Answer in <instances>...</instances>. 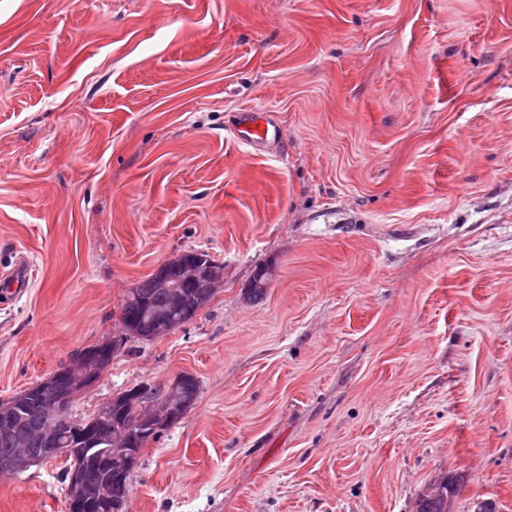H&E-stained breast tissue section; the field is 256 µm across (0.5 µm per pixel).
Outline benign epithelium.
Wrapping results in <instances>:
<instances>
[{
  "label": "benign epithelium",
  "mask_w": 512,
  "mask_h": 512,
  "mask_svg": "<svg viewBox=\"0 0 512 512\" xmlns=\"http://www.w3.org/2000/svg\"><path fill=\"white\" fill-rule=\"evenodd\" d=\"M174 262L181 266L183 281L204 277L213 289L223 279V269L210 263L203 265L179 258L174 259ZM157 285L167 289L170 296L165 313L156 314L146 309V313L157 321L154 337L159 338L179 326L181 319L177 311L182 292L180 284H173L166 279L157 280ZM100 348L101 354L80 353L71 363L52 372L35 387L0 399V434L12 433L16 416L26 408L35 389L41 391L47 404L45 425L39 429V434L55 437L62 433L65 426H70L64 447L48 449L52 454L80 458V463L68 470L66 512H112L113 508L126 501L130 491V476L141 458V450L131 447L134 435L142 431L153 434L177 424L194 406L198 395V392L187 387L191 375L181 374L159 393H141V414L134 421L116 416V411L127 400V394L120 393L97 412L94 424L72 425L69 418L71 401L89 389L95 383L96 376L109 368L117 344L104 343ZM60 378L67 385V390L62 394L57 392V380ZM46 461L47 457L32 454L25 443L22 450L0 457V474H19ZM88 468L98 470L101 477L89 479L86 473Z\"/></svg>",
  "instance_id": "benign-epithelium-1"
}]
</instances>
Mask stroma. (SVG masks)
<instances>
[{
	"mask_svg": "<svg viewBox=\"0 0 512 512\" xmlns=\"http://www.w3.org/2000/svg\"><path fill=\"white\" fill-rule=\"evenodd\" d=\"M188 250L212 300L126 336ZM114 339L72 420L199 384L124 512H512V0H0V398ZM0 512H66L60 461ZM259 119H263L264 123L261 124ZM270 127L273 128V131ZM237 133L246 142L260 146L265 144L272 134L275 135L276 129L275 125H272L266 118L259 117L254 112L244 111L236 116L234 135L237 136ZM181 258L185 261H182L179 257L172 260V262L180 264L181 266V279L177 284L171 283L178 281L177 265L174 263H166L161 266L157 277H164L171 282L166 279H158L157 285L159 288H157L154 274H152L150 278L140 283L136 288H131L126 293L121 307L120 319L124 328L131 326L137 330L136 332V330L130 327L126 328L129 335L138 333V335L135 336H152L154 332V336H152L153 339L165 336L175 330L181 322V319L177 316L179 305L182 315V323L179 327L181 328L192 321L197 316L198 312L212 299L213 295L211 291H213L216 284L223 279V269L212 265V263H207L213 262V260L204 252L187 251L181 255ZM196 261H201L203 264H206L203 265ZM203 276L207 280L200 278ZM195 279L198 280L193 283L181 284L180 286L182 281ZM163 288H166L169 292V306V296L167 291ZM181 288H184L182 302ZM133 290H137L148 307L141 300L137 292H132ZM130 296L137 298L144 305L146 313L152 318L148 316L143 307L135 303ZM167 307V311L163 314H156L151 310L163 311ZM155 321L158 322L157 327ZM459 484V476L449 473L421 496L416 512H451L450 505Z\"/></svg>",
	"mask_w": 512,
	"mask_h": 512,
	"instance_id": "obj_1",
	"label": "stroma"
}]
</instances>
